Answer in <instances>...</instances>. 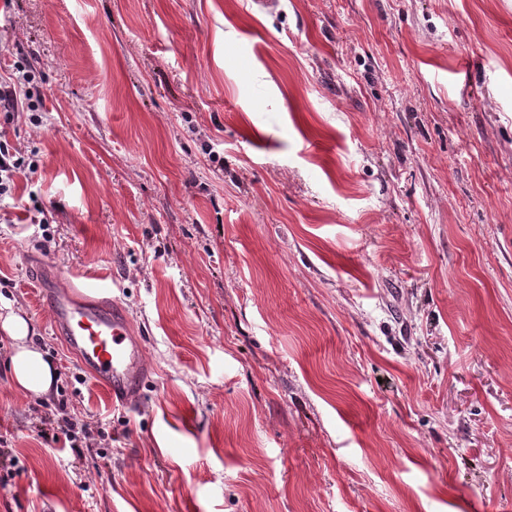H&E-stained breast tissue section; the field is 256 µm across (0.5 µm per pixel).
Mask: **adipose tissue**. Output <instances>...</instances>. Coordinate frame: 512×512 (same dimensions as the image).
<instances>
[{
	"mask_svg": "<svg viewBox=\"0 0 512 512\" xmlns=\"http://www.w3.org/2000/svg\"><path fill=\"white\" fill-rule=\"evenodd\" d=\"M0 332L12 343L10 367L13 382L36 395H47L57 371L43 352L33 345L27 319L18 312L8 311L0 315Z\"/></svg>",
	"mask_w": 512,
	"mask_h": 512,
	"instance_id": "adipose-tissue-1",
	"label": "adipose tissue"
}]
</instances>
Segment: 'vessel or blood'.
<instances>
[{
    "label": "vessel or blood",
    "instance_id": "b4317fda",
    "mask_svg": "<svg viewBox=\"0 0 512 512\" xmlns=\"http://www.w3.org/2000/svg\"><path fill=\"white\" fill-rule=\"evenodd\" d=\"M52 326L113 403L128 407L147 377L143 344L122 307L103 285H55L47 297Z\"/></svg>",
    "mask_w": 512,
    "mask_h": 512
}]
</instances>
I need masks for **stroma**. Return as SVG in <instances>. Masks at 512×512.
<instances>
[{
    "instance_id": "35a3bbf8",
    "label": "stroma",
    "mask_w": 512,
    "mask_h": 512,
    "mask_svg": "<svg viewBox=\"0 0 512 512\" xmlns=\"http://www.w3.org/2000/svg\"><path fill=\"white\" fill-rule=\"evenodd\" d=\"M41 121L0 299L112 434H37L0 340V512H512V0H0ZM109 284L133 410L49 276ZM47 297L52 326L112 404L130 407L147 378L143 343L134 336L122 307L104 285L62 286Z\"/></svg>"
}]
</instances>
